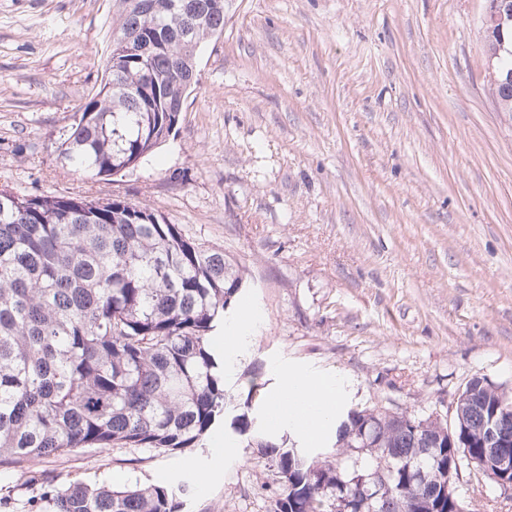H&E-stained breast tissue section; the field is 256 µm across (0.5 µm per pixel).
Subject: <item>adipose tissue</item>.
Here are the masks:
<instances>
[{
	"label": "adipose tissue",
	"instance_id": "1",
	"mask_svg": "<svg viewBox=\"0 0 512 512\" xmlns=\"http://www.w3.org/2000/svg\"><path fill=\"white\" fill-rule=\"evenodd\" d=\"M341 396L340 381L285 375L267 397L271 421L292 427L307 440H319L333 426Z\"/></svg>",
	"mask_w": 512,
	"mask_h": 512
}]
</instances>
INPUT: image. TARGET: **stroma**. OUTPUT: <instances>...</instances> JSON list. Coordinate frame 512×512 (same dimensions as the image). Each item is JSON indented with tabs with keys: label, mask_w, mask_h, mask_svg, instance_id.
<instances>
[{
	"label": "stroma",
	"mask_w": 512,
	"mask_h": 512,
	"mask_svg": "<svg viewBox=\"0 0 512 512\" xmlns=\"http://www.w3.org/2000/svg\"><path fill=\"white\" fill-rule=\"evenodd\" d=\"M488 0H226L174 132L109 181L58 142L98 89L115 0H0V187L120 198L224 251L248 281L225 330L249 331L226 382L254 370L343 382L344 408L452 420L473 377L512 398V112L485 79ZM281 435L333 468L372 459ZM223 427L179 455L79 449L0 464V512L46 484L185 487L180 512H269L279 478ZM470 512L512 490L463 465Z\"/></svg>",
	"instance_id": "35a3bbf8"
}]
</instances>
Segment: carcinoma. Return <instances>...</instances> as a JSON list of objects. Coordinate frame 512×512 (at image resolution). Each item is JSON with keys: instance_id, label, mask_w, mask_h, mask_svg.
I'll return each mask as SVG.
<instances>
[{"instance_id": "obj_1", "label": "carcinoma", "mask_w": 512, "mask_h": 512, "mask_svg": "<svg viewBox=\"0 0 512 512\" xmlns=\"http://www.w3.org/2000/svg\"><path fill=\"white\" fill-rule=\"evenodd\" d=\"M106 78L82 107L59 150L79 175L107 180L157 148L175 129L195 80L201 46L224 30L225 0H117ZM224 251L186 239L154 210L121 199L21 196L0 189V460L21 466L81 448H146L177 455L208 435L233 395L213 332L242 288ZM473 405L454 410L450 433L431 418L350 408L336 447L360 449L370 434L379 459L367 475L289 456L284 437L231 426L270 461L282 482L277 512H369L361 486L388 475L385 512H416L441 497L466 459L496 473L482 448V414L498 410L512 441V401L482 377L464 388ZM250 380L245 405L265 409ZM472 440L463 443V425ZM41 512H179L163 486L53 485Z\"/></svg>"}]
</instances>
